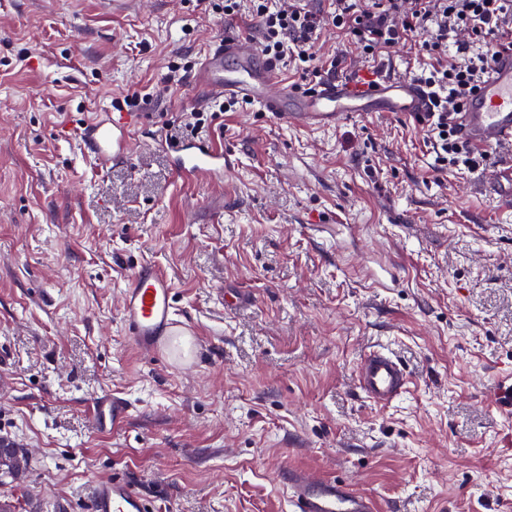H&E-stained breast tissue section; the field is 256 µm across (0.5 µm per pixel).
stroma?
Listing matches in <instances>:
<instances>
[{
	"instance_id": "obj_1",
	"label": "stroma",
	"mask_w": 512,
	"mask_h": 512,
	"mask_svg": "<svg viewBox=\"0 0 512 512\" xmlns=\"http://www.w3.org/2000/svg\"><path fill=\"white\" fill-rule=\"evenodd\" d=\"M242 7L196 0H0V474L11 512H90L93 480L130 482L155 512H290L297 468L349 481L377 512H512V207L489 169L435 174L423 128L395 113L312 130L257 111L210 126L223 184L173 170L164 123L198 111L169 60L200 61ZM317 46L357 69L411 78L413 45L365 58L335 28ZM139 92L152 121L101 167L83 127ZM148 262L174 284L190 360L152 357L120 322ZM247 300L225 309L216 289ZM390 350L411 384L386 407L355 371ZM120 393L123 430L93 424ZM129 405L110 391L96 396L93 401V423L101 430L119 429L128 418Z\"/></svg>"
}]
</instances>
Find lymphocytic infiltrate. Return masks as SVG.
Here are the masks:
<instances>
[{
    "label": "lymphocytic infiltrate",
    "mask_w": 512,
    "mask_h": 512,
    "mask_svg": "<svg viewBox=\"0 0 512 512\" xmlns=\"http://www.w3.org/2000/svg\"><path fill=\"white\" fill-rule=\"evenodd\" d=\"M251 2L263 23L264 54L282 63L298 61L311 82L335 72V63L313 50L321 21L301 0L274 8L269 0ZM329 22L368 57L418 37L422 53L437 61L417 76L434 98V111L418 120L433 145V170L485 166L487 154L473 153L460 140L455 119L498 54L512 49V0H336Z\"/></svg>",
    "instance_id": "f902f5d3"
}]
</instances>
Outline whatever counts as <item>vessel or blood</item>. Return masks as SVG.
<instances>
[{
  "label": "vessel or blood",
  "instance_id": "vessel-or-blood-1",
  "mask_svg": "<svg viewBox=\"0 0 512 512\" xmlns=\"http://www.w3.org/2000/svg\"><path fill=\"white\" fill-rule=\"evenodd\" d=\"M191 79L206 99L241 98L259 111L312 129L335 126L355 114L412 116L430 108L418 81L382 74L369 79L332 77L305 90L290 88L252 40L233 32L208 49ZM459 122L463 137L475 148L512 147V53L497 58ZM143 124L139 112L102 113L87 124L82 150L99 165L128 157L132 136ZM174 153L179 176L223 180V150L203 140H189L178 144ZM487 188L496 198L512 203V162L497 166ZM120 320L127 336L151 353H167L171 338L187 333L175 317L171 280L148 263L132 272L122 292ZM357 384L368 401L384 407L406 392L409 375L383 348L361 358ZM128 412L127 402L108 391L93 401V423L101 430L119 429ZM286 493L290 512H376L373 500L352 484L300 469L289 470ZM91 512H150V508L127 481L112 477L92 484Z\"/></svg>",
  "mask_w": 512,
  "mask_h": 512
}]
</instances>
